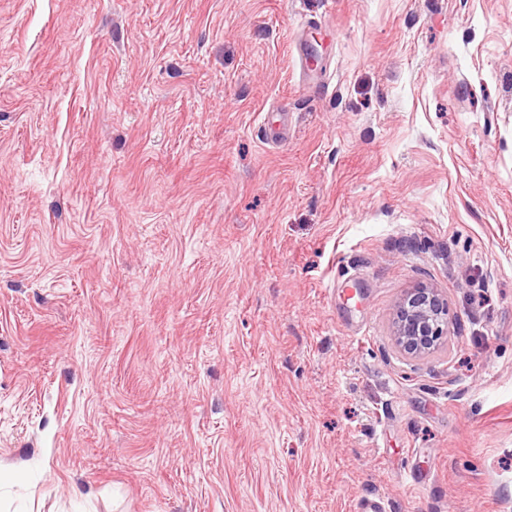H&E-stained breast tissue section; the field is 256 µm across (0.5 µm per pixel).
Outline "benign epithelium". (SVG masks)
<instances>
[{"instance_id": "benign-epithelium-1", "label": "benign epithelium", "mask_w": 512, "mask_h": 512, "mask_svg": "<svg viewBox=\"0 0 512 512\" xmlns=\"http://www.w3.org/2000/svg\"><path fill=\"white\" fill-rule=\"evenodd\" d=\"M448 335V305L433 288H415L400 302L395 340L405 354L421 356Z\"/></svg>"}]
</instances>
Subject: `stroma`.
Wrapping results in <instances>:
<instances>
[{"label": "stroma", "instance_id": "stroma-1", "mask_svg": "<svg viewBox=\"0 0 512 512\" xmlns=\"http://www.w3.org/2000/svg\"><path fill=\"white\" fill-rule=\"evenodd\" d=\"M374 496L512 512V0H0V512ZM448 335V305L433 288H414L400 302L395 340L405 354L421 356Z\"/></svg>", "mask_w": 512, "mask_h": 512}]
</instances>
